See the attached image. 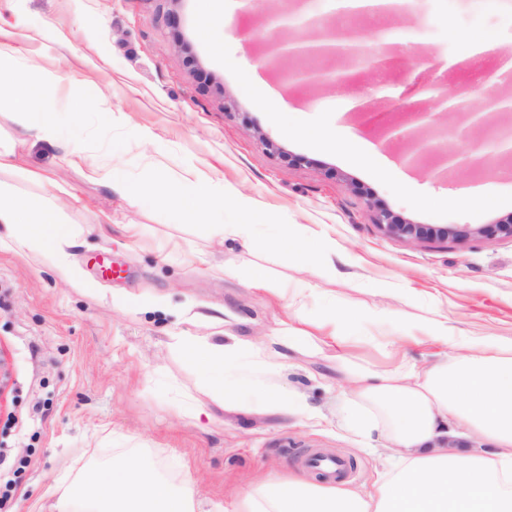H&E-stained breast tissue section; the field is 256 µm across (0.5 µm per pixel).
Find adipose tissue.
I'll return each instance as SVG.
<instances>
[{
  "mask_svg": "<svg viewBox=\"0 0 512 512\" xmlns=\"http://www.w3.org/2000/svg\"><path fill=\"white\" fill-rule=\"evenodd\" d=\"M39 63L19 61L0 48V88L22 127L43 142L58 139V124L43 109L44 91L29 80ZM304 139L340 148L371 168L378 159L364 143L341 128L309 124ZM129 195L165 201L177 214L192 216L203 207L224 204L220 179L186 180L175 185L156 178L145 185L121 184ZM0 224L40 247H57L70 234L60 208L27 198L0 185ZM425 342L446 353L425 368L406 365L401 356L412 333L400 336L386 367L362 366L339 356V369L351 386L342 404L349 427L379 434L396 465L371 491L331 485L296 469L237 493L232 512H512V341L484 340L459 352L460 338L447 320L423 327ZM476 438V448L449 447V439ZM195 485L184 475L180 485L158 476L140 454L104 467L83 470L59 497L56 512H195Z\"/></svg>",
  "mask_w": 512,
  "mask_h": 512,
  "instance_id": "1",
  "label": "adipose tissue"
}]
</instances>
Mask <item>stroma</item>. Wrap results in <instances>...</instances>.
Listing matches in <instances>:
<instances>
[{
    "label": "stroma",
    "instance_id": "stroma-1",
    "mask_svg": "<svg viewBox=\"0 0 512 512\" xmlns=\"http://www.w3.org/2000/svg\"><path fill=\"white\" fill-rule=\"evenodd\" d=\"M201 7L202 0H0V45L40 60L32 78L61 130L55 145L38 141L1 99L0 142L15 144L21 162L0 182L52 200L72 230L58 253L0 235V454L29 461L0 512H51L62 479L135 451L172 482L192 472L198 512L230 507V489L281 477L317 449L354 462L351 484L371 485L391 460L382 440L362 439L341 420L347 384L337 355L387 364L402 324L443 315L462 335L512 339L511 239L414 244L385 234L371 209L376 202L421 224L512 220V158L461 116H449L446 130L423 131L460 154L441 179L406 165L379 129L404 121L396 99L438 107L401 81L409 53L431 57L418 71L420 85L467 90L470 111L512 95V76L497 75L495 59L484 64L492 79L484 87L473 71L446 68L462 55L467 33L512 54V0H413L410 11L384 22L361 18L367 59L387 50L379 28L393 33L390 92L371 113L344 116L338 104L361 96L375 69L350 82L286 84L257 61L278 34L261 19L282 9L281 0H254L248 10L228 0L210 40L198 32ZM278 35L307 41L315 32L295 23ZM228 55L240 68L225 66ZM252 76L267 84L275 109L252 99ZM90 97L93 107L75 110ZM228 98L237 103L231 115ZM110 110L123 122L109 123ZM310 123L351 128L377 150L378 170L297 136ZM475 147L488 158L487 178L471 174ZM299 156L305 164H296ZM190 167L223 178L225 196L254 200L262 217L251 246L210 231L238 222L232 205L205 221L185 220L164 203L107 186L112 176L176 183ZM488 193L494 204L482 203ZM282 224L330 238L335 255L306 262L271 245ZM102 254L122 277L103 278L95 263ZM259 274L278 295L252 287ZM303 285L296 314L288 304ZM339 302L351 320L336 341L317 351L289 347L292 329L324 321ZM375 307L394 319L372 315ZM181 336L234 349L224 379L240 386V400L225 399L183 354ZM274 390L301 398L320 420L270 406L265 396Z\"/></svg>",
    "mask_w": 512,
    "mask_h": 512
}]
</instances>
